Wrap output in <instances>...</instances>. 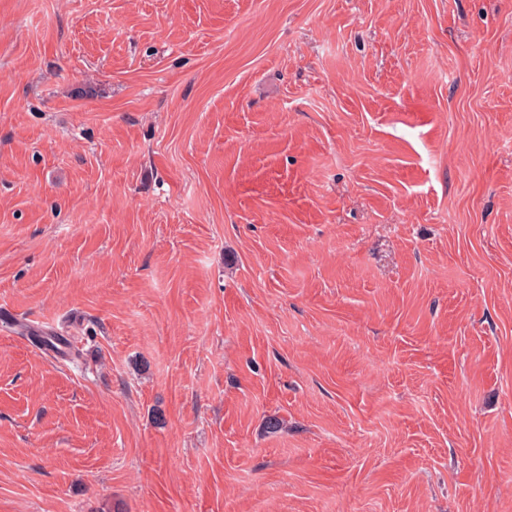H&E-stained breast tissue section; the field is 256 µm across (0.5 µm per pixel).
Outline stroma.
<instances>
[{
  "label": "stroma",
  "mask_w": 512,
  "mask_h": 512,
  "mask_svg": "<svg viewBox=\"0 0 512 512\" xmlns=\"http://www.w3.org/2000/svg\"><path fill=\"white\" fill-rule=\"evenodd\" d=\"M0 512H512V0H0Z\"/></svg>",
  "instance_id": "stroma-1"
}]
</instances>
